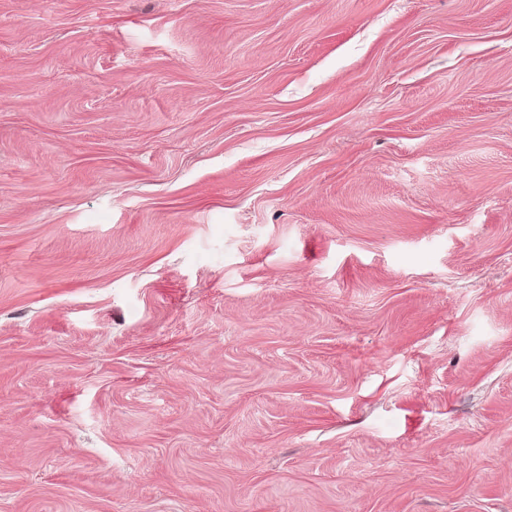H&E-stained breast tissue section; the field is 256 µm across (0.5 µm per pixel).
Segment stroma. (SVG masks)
Listing matches in <instances>:
<instances>
[{"instance_id":"obj_1","label":"stroma","mask_w":512,"mask_h":512,"mask_svg":"<svg viewBox=\"0 0 512 512\" xmlns=\"http://www.w3.org/2000/svg\"><path fill=\"white\" fill-rule=\"evenodd\" d=\"M0 512H512V0H0Z\"/></svg>"}]
</instances>
